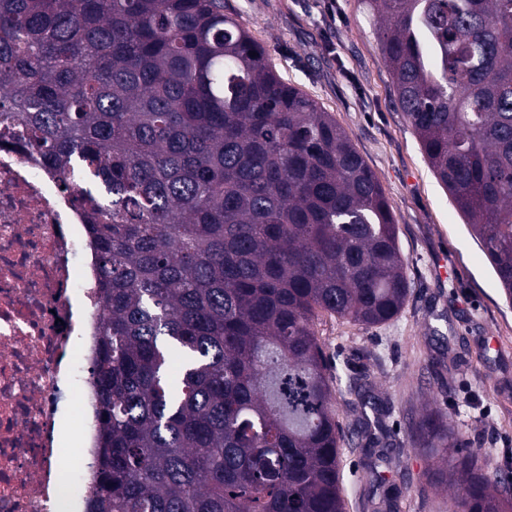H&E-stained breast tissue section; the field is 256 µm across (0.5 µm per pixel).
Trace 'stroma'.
Here are the masks:
<instances>
[{
  "label": "stroma",
  "instance_id": "1",
  "mask_svg": "<svg viewBox=\"0 0 512 512\" xmlns=\"http://www.w3.org/2000/svg\"><path fill=\"white\" fill-rule=\"evenodd\" d=\"M224 12L288 84L332 115L382 186L399 228L411 284L402 312L371 328L327 316L316 323L334 367L357 359L386 411L387 435L377 447L385 460L373 474L355 434L361 404L345 390L334 398L347 512H373L385 498L394 512H441L443 499L426 479L432 463L409 445L410 421L430 403L512 482V303L394 104L377 20L364 0H224ZM445 352L456 367L440 376L432 360Z\"/></svg>",
  "mask_w": 512,
  "mask_h": 512
}]
</instances>
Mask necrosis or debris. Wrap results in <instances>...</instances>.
Listing matches in <instances>:
<instances>
[{
	"label": "necrosis or debris",
	"instance_id": "obj_1",
	"mask_svg": "<svg viewBox=\"0 0 512 512\" xmlns=\"http://www.w3.org/2000/svg\"><path fill=\"white\" fill-rule=\"evenodd\" d=\"M82 185L0 132V512H87L101 307Z\"/></svg>",
	"mask_w": 512,
	"mask_h": 512
}]
</instances>
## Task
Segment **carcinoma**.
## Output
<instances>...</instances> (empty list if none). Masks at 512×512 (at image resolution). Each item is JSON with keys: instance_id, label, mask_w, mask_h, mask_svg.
Here are the masks:
<instances>
[{"instance_id": "carcinoma-1", "label": "carcinoma", "mask_w": 512, "mask_h": 512, "mask_svg": "<svg viewBox=\"0 0 512 512\" xmlns=\"http://www.w3.org/2000/svg\"><path fill=\"white\" fill-rule=\"evenodd\" d=\"M396 102L512 303V0H365ZM90 191L99 408L87 512H345L321 316L372 327L410 282L384 192L224 0H0V124ZM368 405L367 455L385 431ZM444 512L512 488L425 406Z\"/></svg>"}]
</instances>
